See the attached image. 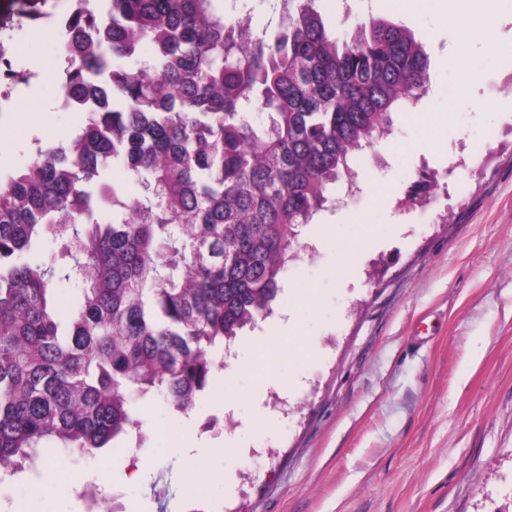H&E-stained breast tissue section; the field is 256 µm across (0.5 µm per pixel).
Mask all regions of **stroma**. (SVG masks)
Masks as SVG:
<instances>
[{
	"label": "stroma",
	"mask_w": 512,
	"mask_h": 512,
	"mask_svg": "<svg viewBox=\"0 0 512 512\" xmlns=\"http://www.w3.org/2000/svg\"><path fill=\"white\" fill-rule=\"evenodd\" d=\"M223 4L225 19L250 15L257 31L278 22V0ZM314 6L331 31L407 27L429 56L415 109L447 113V128L393 113L389 134L352 162L366 193L345 202L333 189L336 204L302 227L274 315L238 336L189 414L160 395L139 402L140 429L121 448L57 466L103 483L122 512H512V84L449 100L460 75L441 10ZM62 7L0 0V57L40 74L0 114L1 174L82 122L55 108L59 41L33 25ZM494 15L467 51L495 79L512 62V0H496ZM424 173L438 178L435 201L406 206ZM354 213L371 228L361 242ZM349 250L351 269L336 274ZM176 433L183 447L170 446ZM190 472L204 478L199 494L185 490ZM0 505L84 512L70 487L38 477L0 484Z\"/></svg>",
	"instance_id": "35a3bbf8"
}]
</instances>
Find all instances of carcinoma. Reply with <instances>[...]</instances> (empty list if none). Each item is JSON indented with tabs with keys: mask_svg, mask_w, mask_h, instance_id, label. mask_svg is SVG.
Listing matches in <instances>:
<instances>
[{
	"mask_svg": "<svg viewBox=\"0 0 512 512\" xmlns=\"http://www.w3.org/2000/svg\"><path fill=\"white\" fill-rule=\"evenodd\" d=\"M215 2L77 14L73 30L102 37L62 44L66 92L97 96L93 76L111 101L0 177V466L95 455L138 427L134 405L151 396L188 413L216 355L274 314L300 227L426 90L429 57L402 25L341 43L314 0H284L276 30L255 34ZM144 42L153 56L134 68ZM114 163L142 194L104 181ZM437 186L419 177L406 203H431ZM72 281L64 319L55 295Z\"/></svg>",
	"mask_w": 512,
	"mask_h": 512,
	"instance_id": "1",
	"label": "carcinoma"
}]
</instances>
